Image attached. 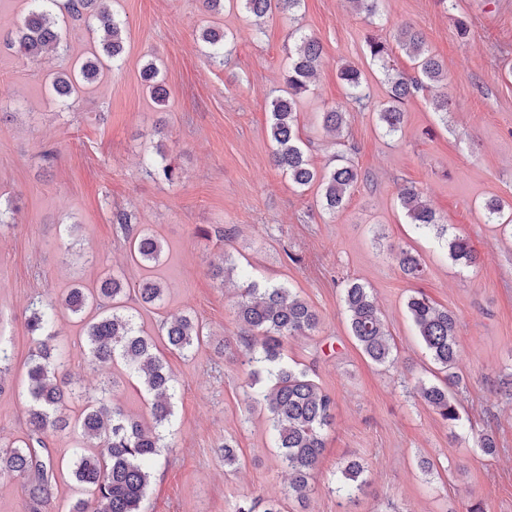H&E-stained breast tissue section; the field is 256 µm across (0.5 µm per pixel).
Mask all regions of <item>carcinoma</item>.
Returning a JSON list of instances; mask_svg holds the SVG:
<instances>
[{"instance_id": "cac0c4a2", "label": "carcinoma", "mask_w": 512, "mask_h": 512, "mask_svg": "<svg viewBox=\"0 0 512 512\" xmlns=\"http://www.w3.org/2000/svg\"><path fill=\"white\" fill-rule=\"evenodd\" d=\"M105 0H29V9L15 32L0 36V50L7 49L31 64L45 53L61 46L62 31L69 21H82L98 38V51L80 59L74 68L52 80V89L64 104L74 93L90 85L106 70L122 61L124 37L121 23L107 9ZM302 0H203L204 8L219 14L224 8L241 9L257 18L275 13L293 15ZM353 10L373 21L381 16L383 0H348ZM295 49L288 56V77L284 94L272 99L270 139L272 162L299 189L317 187L321 208L334 214L345 206L358 181L357 169L341 164L326 171L318 169L303 148L297 132V111L301 100L311 90L324 60L320 42L309 34L294 32ZM201 40L204 56L213 64H223L232 55L235 37L208 27ZM394 40L405 51L413 73L407 74L389 64L390 44L377 36L366 37L365 52L380 66L387 85V100L373 101L370 85L361 70L345 65L339 78L350 101L361 111H374L385 134L394 135L405 122L406 103L417 93L446 86L444 63L430 50L424 33L410 24L399 26ZM142 78L155 103L165 102L167 91L159 79V70L147 64ZM346 112L337 106L322 113L323 127L342 136ZM398 199L409 223L421 231H436L446 238L448 256L455 263L475 267L479 256L469 240L460 235L445 237L447 228L423 199L420 188L405 184ZM491 224L512 226V205L492 198L482 205ZM112 223L129 243L130 257L144 267H155L163 256L161 239L149 228L132 223L124 210L112 213ZM403 274L419 279L424 267L419 256L401 248L394 254ZM212 274L221 282L245 276V270L232 255L224 254L213 265ZM135 294L143 306H159L164 288L156 280L145 279L131 290L124 277L107 275L96 287L76 285L58 302L34 300L26 327L34 344L27 363L25 437L0 443V476L24 481L28 497L35 504L52 498L57 473L67 472L74 482L75 496L67 512H142V503L153 477V463L167 447L165 436L173 417L174 390L177 379L159 354L154 337L139 329L127 313L126 302ZM344 306L351 336L363 354L373 363L385 365L392 360L393 348L382 313L370 289L353 280L344 288ZM406 307L440 377L434 382H418L420 397L449 427L462 420L456 398L463 389L456 371L459 344L456 318L439 308L421 292L410 296ZM75 316L82 325L87 356L93 364H122L136 378L147 398L152 423L125 413L110 401L106 390L85 398L79 419L72 423L62 412L68 397L78 396L77 381L67 370L65 354L54 344L52 331L57 311ZM240 326L237 340L243 347L242 365L255 380L261 376L271 381L264 403L277 433L279 457L288 470V491L302 505L307 504L313 488L311 480L324 448V431L334 419V400L310 378L309 372L284 360V342L314 333L320 319L312 306L297 293L281 286L259 287L249 283L242 289L235 306ZM161 336L167 347L185 355L199 345L204 326L195 317L182 314L163 323ZM69 429L77 431V449L72 460L56 459L47 446L49 437ZM364 466L353 460L341 471L339 490L352 496L362 490ZM281 512L279 503L252 499L236 506V512Z\"/></svg>"}]
</instances>
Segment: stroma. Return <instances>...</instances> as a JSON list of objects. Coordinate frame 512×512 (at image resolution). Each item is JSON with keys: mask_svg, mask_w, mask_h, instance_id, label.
I'll use <instances>...</instances> for the list:
<instances>
[{"mask_svg": "<svg viewBox=\"0 0 512 512\" xmlns=\"http://www.w3.org/2000/svg\"><path fill=\"white\" fill-rule=\"evenodd\" d=\"M124 28L118 69L79 89L72 107L51 88L56 73L89 55L84 24L69 25L58 52L38 67L0 52V199L19 210L0 224V337L13 357L0 393V442L23 437L26 329L33 298L58 301L74 285L95 287L104 274H124L130 287L145 277L162 282L163 307L128 309L153 335L172 314L196 316L206 338L189 356L165 352L179 380L170 446L158 457L143 512H234L247 496L282 500L284 512H512V400L500 392L512 377V231L486 223L481 205L512 203V0H385L382 27L351 12L347 0H302L295 17L271 16L261 30L240 10L213 15L200 0H111ZM470 25L456 34L457 19ZM404 23L420 28L448 69L450 112L440 121L427 98L406 105L395 137L375 113L348 103L341 65L366 70L375 101L386 98L369 71L365 37L392 39ZM233 34L224 64L208 63L202 30ZM317 37L324 66L300 104L298 132L317 168L336 164L337 147L322 128L323 112L343 105L349 158L361 173L345 207L329 214L316 188H295L270 160L269 101L285 89L288 33ZM154 63L167 90L156 105L141 79ZM52 158H45V151ZM164 152L181 179L148 174L146 161ZM413 184L426 194L450 233L467 237L476 267L456 265L443 241L417 232L397 193ZM124 209L162 240V263L135 264L112 213ZM410 248L425 266L408 279L392 250ZM245 259L255 281L297 292L318 312L319 332L285 343L291 364L336 405L307 506L288 497V477L262 401L266 381L252 382L238 362L235 284L213 279L223 253ZM371 288L395 346L378 366L349 333L346 281ZM457 317L458 366L468 388L458 396L471 428L451 432L415 394L432 381L434 365L406 310L413 292ZM57 344L88 389L112 385L124 410L149 420L144 395L123 366H90L82 327L59 312ZM491 432L498 452L476 448ZM238 444L242 465L224 468V440ZM363 460L368 484L355 502L336 491L347 461ZM431 472L419 467L421 459Z\"/></svg>", "mask_w": 512, "mask_h": 512, "instance_id": "stroma-1", "label": "stroma"}]
</instances>
